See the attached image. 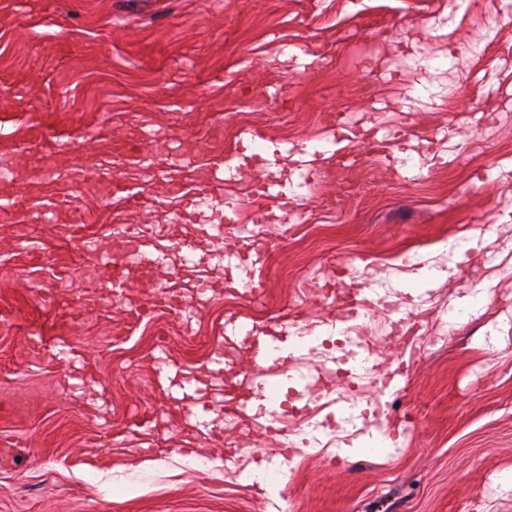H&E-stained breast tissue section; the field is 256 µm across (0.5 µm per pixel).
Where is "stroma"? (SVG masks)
<instances>
[{"instance_id": "1", "label": "stroma", "mask_w": 512, "mask_h": 512, "mask_svg": "<svg viewBox=\"0 0 512 512\" xmlns=\"http://www.w3.org/2000/svg\"><path fill=\"white\" fill-rule=\"evenodd\" d=\"M1 79L13 135L28 137L33 108L87 140L46 160L0 154L28 217L0 218V439L18 444L0 512H512V0H0ZM259 85L284 87L283 108L255 104ZM143 128L173 178L123 154ZM254 135L276 163L253 157ZM106 158L151 208L86 181ZM261 180L284 195L256 196ZM213 197L241 237L221 234ZM191 200L192 254L128 267L106 298L100 255H122L107 225L159 239ZM49 206L84 209L94 235L73 240ZM250 245L262 260L239 263ZM176 277L178 314L125 323ZM485 282L490 298L468 294ZM41 288L79 310L69 367L22 349L54 317ZM333 290L370 302L365 345L399 392L337 377ZM232 321L322 336L295 370L367 394L357 426L307 385L282 390L289 452L225 420L224 365L249 359L224 339ZM178 399L211 425L169 422ZM146 406L162 417L141 435Z\"/></svg>"}]
</instances>
